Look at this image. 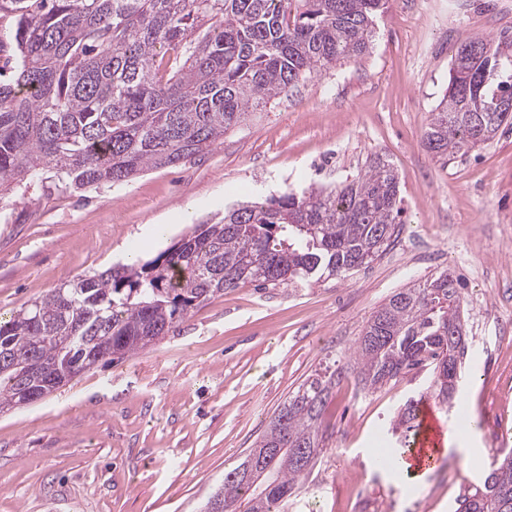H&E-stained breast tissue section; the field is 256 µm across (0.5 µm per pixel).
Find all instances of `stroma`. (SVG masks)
Returning a JSON list of instances; mask_svg holds the SVG:
<instances>
[{"label": "stroma", "mask_w": 512, "mask_h": 512, "mask_svg": "<svg viewBox=\"0 0 512 512\" xmlns=\"http://www.w3.org/2000/svg\"><path fill=\"white\" fill-rule=\"evenodd\" d=\"M512 26V0H388L375 46L272 100L175 167L73 192L53 173L0 197V317L62 282L145 262L226 206L335 186L381 155L401 176L389 247L347 278L247 284L191 310L165 338L0 411V512H199L310 375L342 372L322 416L327 448L288 512H454L512 451V125L442 163L423 145L461 42ZM159 236L145 238L144 225ZM461 281L469 348L463 409L437 410L449 445L406 485L374 464L402 444L390 422L429 383L362 389L350 348L396 289Z\"/></svg>", "instance_id": "obj_1"}]
</instances>
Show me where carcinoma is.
I'll return each instance as SVG.
<instances>
[{"instance_id": "carcinoma-1", "label": "carcinoma", "mask_w": 512, "mask_h": 512, "mask_svg": "<svg viewBox=\"0 0 512 512\" xmlns=\"http://www.w3.org/2000/svg\"><path fill=\"white\" fill-rule=\"evenodd\" d=\"M386 0H0V197L53 171L64 190L131 180L224 138L248 112L373 48ZM423 136L448 162L512 121V30L464 41ZM399 173L379 155L334 188L286 191L199 224L156 258L63 282L0 318V406H25L34 367L77 376L143 350L188 312L246 284L347 277L388 246ZM467 356L460 280L443 271L392 292L353 347L364 390L427 368V394L454 406ZM336 372L292 392L206 510L288 512L325 450ZM418 401L393 430L415 433ZM455 512H512V453L463 489Z\"/></svg>"}]
</instances>
